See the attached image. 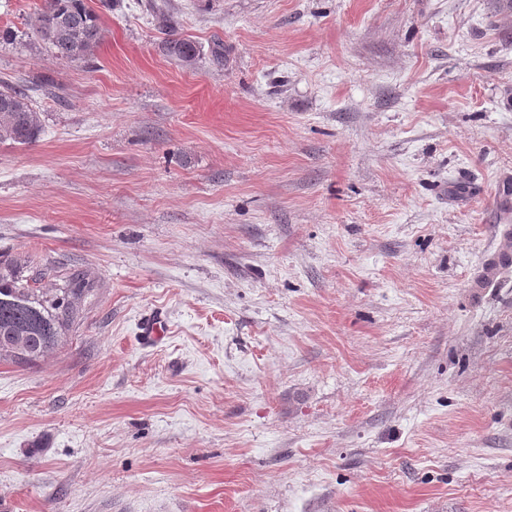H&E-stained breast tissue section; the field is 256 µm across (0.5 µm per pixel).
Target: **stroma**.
<instances>
[{
	"label": "stroma",
	"mask_w": 512,
	"mask_h": 512,
	"mask_svg": "<svg viewBox=\"0 0 512 512\" xmlns=\"http://www.w3.org/2000/svg\"><path fill=\"white\" fill-rule=\"evenodd\" d=\"M0 0V253L94 285L0 362V512H512L504 0ZM196 64L168 57L169 33ZM162 314L157 342L142 322ZM35 26L44 41L61 56L84 59L98 46L101 16L88 0H42ZM43 132L41 113L33 106L28 90L17 84L0 85V143L29 145ZM512 267V238L504 235L482 266L480 275L471 288L495 287L503 272Z\"/></svg>",
	"instance_id": "stroma-1"
}]
</instances>
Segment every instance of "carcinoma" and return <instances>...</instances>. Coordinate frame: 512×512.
I'll return each mask as SVG.
<instances>
[{
  "mask_svg": "<svg viewBox=\"0 0 512 512\" xmlns=\"http://www.w3.org/2000/svg\"><path fill=\"white\" fill-rule=\"evenodd\" d=\"M35 26L44 41L61 56L84 59L98 46L101 16L88 0H43ZM168 55L187 66L198 58L190 40L165 41ZM43 132L41 113L28 90L17 84H0V143L29 145ZM45 273L33 271L20 259L0 255V360L35 366L56 350L73 332L81 303L91 289L83 276L70 272L64 284L43 288Z\"/></svg>",
  "mask_w": 512,
  "mask_h": 512,
  "instance_id": "1",
  "label": "carcinoma"
}]
</instances>
